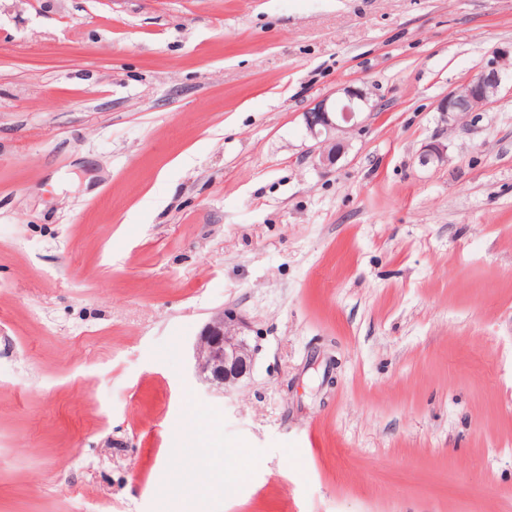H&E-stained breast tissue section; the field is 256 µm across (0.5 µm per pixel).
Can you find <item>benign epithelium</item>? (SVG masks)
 Returning <instances> with one entry per match:
<instances>
[{
  "label": "benign epithelium",
  "mask_w": 512,
  "mask_h": 512,
  "mask_svg": "<svg viewBox=\"0 0 512 512\" xmlns=\"http://www.w3.org/2000/svg\"><path fill=\"white\" fill-rule=\"evenodd\" d=\"M501 79L493 66H484L465 83L439 100L437 111L453 114L475 112L497 98ZM340 95L325 96L303 113L306 136L313 142L310 154L318 168H328L344 150V135L359 125L361 116L373 110L367 93L356 86L338 89ZM446 160L445 147L430 143L419 155L423 166ZM194 370L211 388L225 391L243 381L251 371L252 354L243 332V320L225 309L207 323L194 347Z\"/></svg>",
  "instance_id": "obj_1"
}]
</instances>
